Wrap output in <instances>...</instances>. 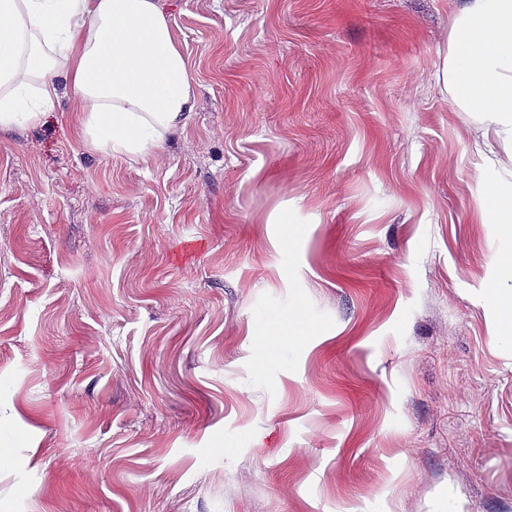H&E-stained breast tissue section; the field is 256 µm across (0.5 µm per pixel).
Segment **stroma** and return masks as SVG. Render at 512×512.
<instances>
[{
    "label": "stroma",
    "instance_id": "1",
    "mask_svg": "<svg viewBox=\"0 0 512 512\" xmlns=\"http://www.w3.org/2000/svg\"><path fill=\"white\" fill-rule=\"evenodd\" d=\"M158 5L197 108L156 154L69 94L0 131V512H512L462 0Z\"/></svg>",
    "mask_w": 512,
    "mask_h": 512
}]
</instances>
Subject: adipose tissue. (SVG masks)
I'll use <instances>...</instances> for the list:
<instances>
[{"label": "adipose tissue", "instance_id": "adipose-tissue-1", "mask_svg": "<svg viewBox=\"0 0 512 512\" xmlns=\"http://www.w3.org/2000/svg\"><path fill=\"white\" fill-rule=\"evenodd\" d=\"M436 80L512 145V0H465ZM64 89L90 142L116 155L153 154L196 108L188 60L157 0H0V129L39 124ZM484 192L483 218L502 231V282L486 294L512 342V170Z\"/></svg>", "mask_w": 512, "mask_h": 512}]
</instances>
